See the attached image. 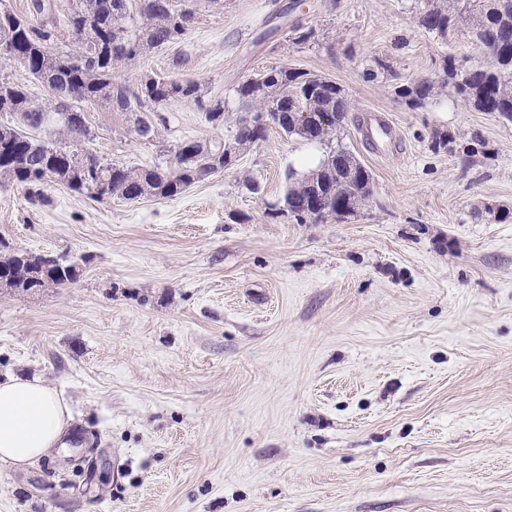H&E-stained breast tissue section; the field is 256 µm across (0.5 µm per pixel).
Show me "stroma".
Segmentation results:
<instances>
[{
    "instance_id": "obj_1",
    "label": "stroma",
    "mask_w": 512,
    "mask_h": 512,
    "mask_svg": "<svg viewBox=\"0 0 512 512\" xmlns=\"http://www.w3.org/2000/svg\"><path fill=\"white\" fill-rule=\"evenodd\" d=\"M292 3L197 0L183 39L114 76L193 81L231 109L273 67L336 82L354 103L336 140L373 199L269 217L329 150L274 127L172 200L0 180V240L81 265L63 288L0 289V379L42 378L73 415L52 457L0 465V512H512V219L471 217L512 209V123L449 89L422 109L396 93L443 80L445 56L488 58L465 28L418 27V0ZM298 23L314 41L293 43ZM155 111L146 143L87 108L92 149L169 167L181 141L234 133L189 99ZM371 111L392 139L363 137Z\"/></svg>"
}]
</instances>
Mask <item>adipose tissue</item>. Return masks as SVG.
Wrapping results in <instances>:
<instances>
[{
  "label": "adipose tissue",
  "instance_id": "adipose-tissue-1",
  "mask_svg": "<svg viewBox=\"0 0 512 512\" xmlns=\"http://www.w3.org/2000/svg\"><path fill=\"white\" fill-rule=\"evenodd\" d=\"M72 416L41 379H0V463L29 466L63 445Z\"/></svg>",
  "mask_w": 512,
  "mask_h": 512
}]
</instances>
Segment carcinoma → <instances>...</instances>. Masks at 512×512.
<instances>
[{"instance_id":"carcinoma-1","label":"carcinoma","mask_w":512,"mask_h":512,"mask_svg":"<svg viewBox=\"0 0 512 512\" xmlns=\"http://www.w3.org/2000/svg\"><path fill=\"white\" fill-rule=\"evenodd\" d=\"M139 20L131 17L128 0H74L70 13L60 20L54 0H29L25 13L0 8V40H7L19 57V64L34 79L54 88L60 101L49 108L29 106L25 87L0 82V112L14 116L0 124V178L40 195L39 187L58 178L67 188L93 193L107 183L105 195L132 200L141 197L173 199L205 176L224 168V152L240 151L252 145L246 123L254 112L264 111L270 94L290 112L308 114L306 125L282 127L290 136L330 143L342 128L352 102L346 91L321 76L284 67L271 69L241 81L235 89L238 108L226 114L220 101L205 99L199 84L163 82L147 77L140 90L133 91L114 79L118 65L133 61L145 49L157 48L182 39L194 22V11L175 9L171 0H139ZM419 27L442 38L448 30L463 26L474 41H484L494 52L493 66L464 70L453 56L443 60L444 85L451 87L466 104L479 112H493L512 122V0H421ZM88 28L86 41L64 39L60 32ZM438 86L429 78L400 87L399 96L414 108H423L437 95ZM193 100L208 122L222 126L233 123V139L187 140L175 150L181 165L171 169L135 168L98 162L85 147L91 140L87 121L74 122L68 113L99 107L121 113L127 126L147 141L159 139L148 104ZM351 161L355 175L336 179V167ZM363 166L344 147L336 146L306 174L294 179L275 213H288L298 224L314 223V205L336 210L342 200L356 212L374 195L361 178ZM26 252L0 255V266L20 273Z\"/></svg>"}]
</instances>
